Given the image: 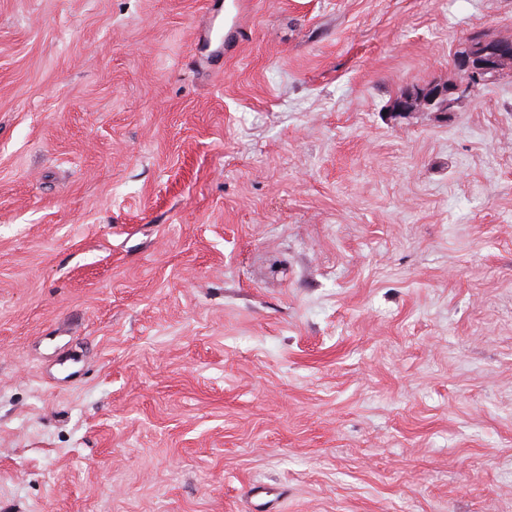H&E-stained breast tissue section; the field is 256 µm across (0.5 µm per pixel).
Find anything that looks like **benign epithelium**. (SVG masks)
Returning a JSON list of instances; mask_svg holds the SVG:
<instances>
[{
    "label": "benign epithelium",
    "mask_w": 512,
    "mask_h": 512,
    "mask_svg": "<svg viewBox=\"0 0 512 512\" xmlns=\"http://www.w3.org/2000/svg\"><path fill=\"white\" fill-rule=\"evenodd\" d=\"M454 67L467 74L468 82L449 88L443 84H414L393 100V112H448L456 100L474 92L481 85L499 80L512 67V39L465 38L456 49Z\"/></svg>",
    "instance_id": "1"
}]
</instances>
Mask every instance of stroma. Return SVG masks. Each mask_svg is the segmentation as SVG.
Returning a JSON list of instances; mask_svg holds the SVG:
<instances>
[{
	"label": "stroma",
	"mask_w": 512,
	"mask_h": 512,
	"mask_svg": "<svg viewBox=\"0 0 512 512\" xmlns=\"http://www.w3.org/2000/svg\"><path fill=\"white\" fill-rule=\"evenodd\" d=\"M0 0V512H512V0ZM454 67L467 74L468 82L448 88V85L414 84L404 90L391 105L394 112H450L461 97L471 94L481 85L499 80L504 70L512 66V39H486L479 36L465 38L456 49Z\"/></svg>",
	"instance_id": "obj_1"
}]
</instances>
